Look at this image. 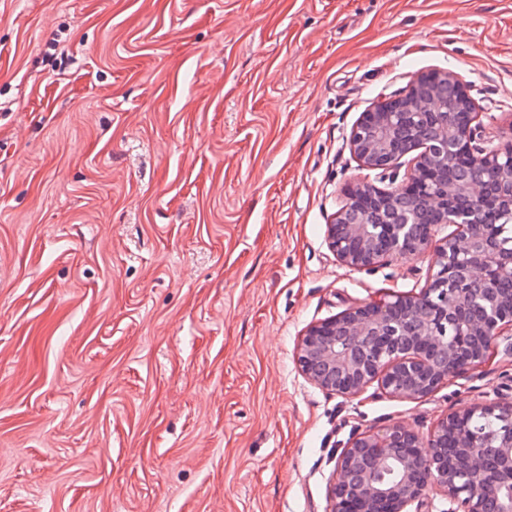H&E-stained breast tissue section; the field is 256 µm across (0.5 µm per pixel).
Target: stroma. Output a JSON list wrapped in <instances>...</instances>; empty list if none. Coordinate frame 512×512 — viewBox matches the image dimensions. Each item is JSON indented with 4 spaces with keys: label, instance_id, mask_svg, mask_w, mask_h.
I'll use <instances>...</instances> for the list:
<instances>
[{
    "label": "stroma",
    "instance_id": "35a3bbf8",
    "mask_svg": "<svg viewBox=\"0 0 512 512\" xmlns=\"http://www.w3.org/2000/svg\"><path fill=\"white\" fill-rule=\"evenodd\" d=\"M512 139V0H0V512H326L352 436L512 400L311 385V324L430 274L325 242L415 75Z\"/></svg>",
    "mask_w": 512,
    "mask_h": 512
}]
</instances>
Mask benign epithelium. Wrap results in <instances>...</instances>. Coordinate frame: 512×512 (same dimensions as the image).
<instances>
[{
	"mask_svg": "<svg viewBox=\"0 0 512 512\" xmlns=\"http://www.w3.org/2000/svg\"><path fill=\"white\" fill-rule=\"evenodd\" d=\"M468 86L448 71L422 72L374 103L352 126L349 150L375 180L358 179L326 225L336 260L370 271L434 251L415 294L372 298L312 324L296 362L318 389L355 397L375 384L416 400L486 363L512 357V248L475 213L512 222V141L481 139ZM471 157L467 173L457 152ZM452 231L438 237L441 229ZM512 423V401H489L439 419L426 436L402 422L352 437L327 486V512H512V431L461 435L448 462L442 439L466 417Z\"/></svg>",
	"mask_w": 512,
	"mask_h": 512,
	"instance_id": "7a95c632",
	"label": "benign epithelium"
}]
</instances>
